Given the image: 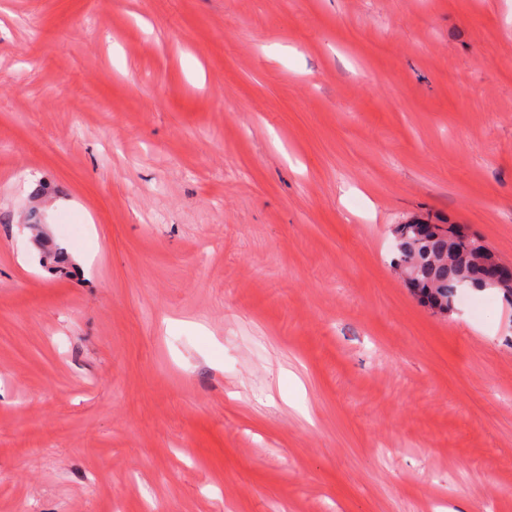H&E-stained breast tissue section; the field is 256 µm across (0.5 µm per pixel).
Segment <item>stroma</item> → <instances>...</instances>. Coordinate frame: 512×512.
<instances>
[{"label":"stroma","instance_id":"35a3bbf8","mask_svg":"<svg viewBox=\"0 0 512 512\" xmlns=\"http://www.w3.org/2000/svg\"><path fill=\"white\" fill-rule=\"evenodd\" d=\"M415 220L512 267V0H0V512H512ZM395 234L401 243L395 265H408L413 279L408 286L431 308L455 298L459 288L481 291L486 268L469 262L471 254L485 247L481 240L471 236L460 237L454 224L409 223L396 226ZM450 245L460 257L458 266L433 262L435 253L448 250Z\"/></svg>","mask_w":512,"mask_h":512}]
</instances>
